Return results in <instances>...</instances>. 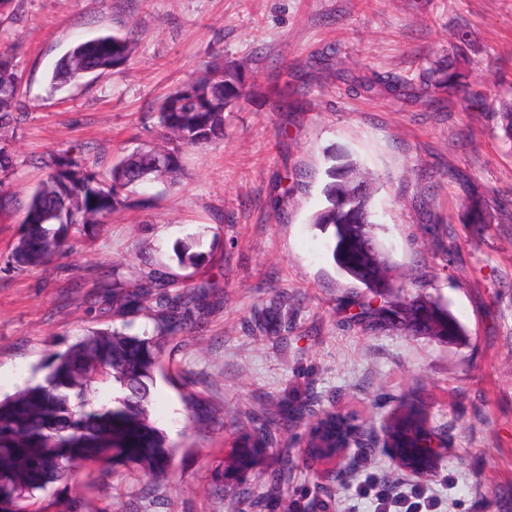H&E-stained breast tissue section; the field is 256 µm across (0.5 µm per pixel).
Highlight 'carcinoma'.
I'll return each instance as SVG.
<instances>
[{
	"label": "carcinoma",
	"instance_id": "1",
	"mask_svg": "<svg viewBox=\"0 0 512 512\" xmlns=\"http://www.w3.org/2000/svg\"><path fill=\"white\" fill-rule=\"evenodd\" d=\"M132 44L114 35L77 43L56 64L51 84L57 89L87 75L128 63ZM241 76L222 67H207L194 80L166 97L157 120L170 145L141 148L121 157L100 174L78 158L53 156L47 177L30 194L22 233L11 252L20 267H37L69 248L68 231L96 224L113 211L128 206V194L143 183H176L188 148L224 138V110L235 100ZM462 83L456 72H429L423 87L390 75L376 74L354 82L355 92L382 93L402 100L436 103L432 89ZM19 80L12 59L0 52V129L14 120ZM374 180L353 160L326 170L325 205L312 223L332 229L333 259L337 266L367 288L353 301L359 312L352 320L367 330L387 327L407 335L448 340L462 335L448 309L420 294L396 295L398 277L381 248L368 252L366 236L377 238L378 221L372 206ZM202 290L191 289L163 273L146 277L137 292L113 299L118 308L146 312L154 333L150 337L126 331L130 324L94 329L64 352L54 356L43 379L0 398V512H74V505L39 502L34 492L53 483L68 482L75 472L109 473L116 464L136 465L153 479L166 476L174 456L163 431L150 419L154 372L162 343L204 323ZM284 302L278 301L259 318L267 333L277 332ZM401 416L387 427L393 443L405 444L409 428L422 406L402 404ZM256 441L273 443L272 430L289 421V413L265 406L256 415ZM362 441L361 426L325 415L307 441L308 460L315 462L335 452L346 436ZM295 467L286 455L268 483V506L291 512L285 477Z\"/></svg>",
	"mask_w": 512,
	"mask_h": 512
}]
</instances>
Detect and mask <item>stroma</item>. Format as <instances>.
Segmentation results:
<instances>
[{
  "instance_id": "stroma-1",
  "label": "stroma",
  "mask_w": 512,
  "mask_h": 512,
  "mask_svg": "<svg viewBox=\"0 0 512 512\" xmlns=\"http://www.w3.org/2000/svg\"><path fill=\"white\" fill-rule=\"evenodd\" d=\"M113 34L133 43L125 67L53 90L62 56ZM1 49L20 78V109L0 132L13 159V203L0 209V395L42 379L51 356L88 330L150 329L143 313L113 316L112 296L154 271L207 297L202 330L167 340L151 390L150 417L175 446L168 477L118 465L91 486L81 472L48 485L38 500L62 497L78 512H249L287 453L294 512L315 497L327 512H376L358 491L364 480L400 492L416 477L382 447L412 397L446 442L421 478L441 512H512V143L498 117L512 100V0H9ZM208 62L248 86L225 111L223 140L187 149L176 184L71 230L64 254L16 267L44 160L78 156L102 172L164 145L154 111ZM436 68L465 76L439 111L357 94L350 82L380 73L417 85ZM473 92L483 105H469ZM330 150L375 178L382 250L405 293L447 305L459 340L351 321L366 289L337 269L328 233L310 222ZM475 200L487 223L471 222ZM196 234L205 260L180 266L174 247ZM280 298L287 315L276 333L260 332L258 313ZM193 394L204 401L197 416ZM262 402L355 414L373 443L311 464L309 422L292 421L238 467L237 449L254 443L246 415Z\"/></svg>"
}]
</instances>
